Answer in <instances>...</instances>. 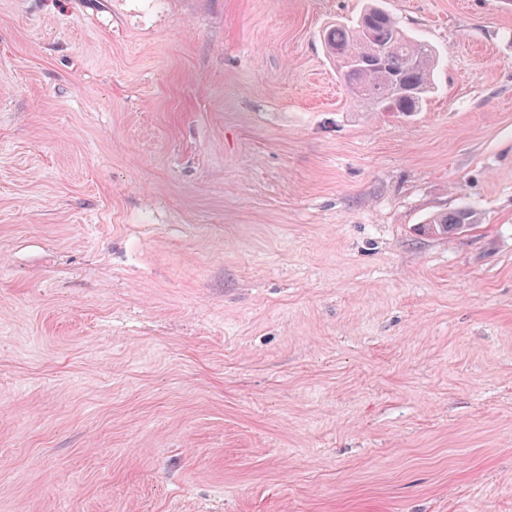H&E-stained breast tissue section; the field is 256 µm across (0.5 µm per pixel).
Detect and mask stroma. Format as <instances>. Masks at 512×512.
Here are the masks:
<instances>
[{
  "instance_id": "35a3bbf8",
  "label": "stroma",
  "mask_w": 512,
  "mask_h": 512,
  "mask_svg": "<svg viewBox=\"0 0 512 512\" xmlns=\"http://www.w3.org/2000/svg\"><path fill=\"white\" fill-rule=\"evenodd\" d=\"M384 2L411 116L366 0H0V512H512V0ZM323 44L354 94L377 112H420L434 89L439 66L435 50L409 35L392 13L377 4L367 5L352 20L328 25ZM384 46L393 52L383 66H377L373 59ZM409 58L415 61L412 67L405 63ZM476 210L470 206H461L453 211L439 212L431 215L426 224H421L418 231L424 235H447L464 231L473 224H478Z\"/></svg>"
}]
</instances>
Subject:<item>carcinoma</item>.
I'll list each match as a JSON object with an SVG mask.
<instances>
[{"instance_id":"cac0c4a2","label":"carcinoma","mask_w":512,"mask_h":512,"mask_svg":"<svg viewBox=\"0 0 512 512\" xmlns=\"http://www.w3.org/2000/svg\"><path fill=\"white\" fill-rule=\"evenodd\" d=\"M323 44L354 94L378 112H419L434 89L439 66L435 50L409 35L392 13L376 4L366 6L352 20L328 25ZM478 222L476 210L465 205L431 215L418 231L456 234Z\"/></svg>"}]
</instances>
